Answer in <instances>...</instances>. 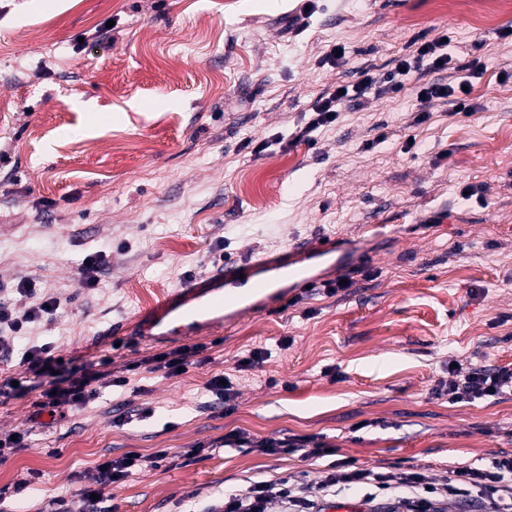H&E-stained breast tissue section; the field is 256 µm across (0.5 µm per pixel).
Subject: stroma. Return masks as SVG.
Instances as JSON below:
<instances>
[{"mask_svg": "<svg viewBox=\"0 0 512 512\" xmlns=\"http://www.w3.org/2000/svg\"><path fill=\"white\" fill-rule=\"evenodd\" d=\"M444 35L480 63L471 113L436 99L415 122L419 86L457 78L427 70L295 141L323 93L365 67L384 80ZM337 47L344 58L326 63ZM320 238L342 258L322 276L346 288L201 337L180 376L132 374L124 408L108 390L63 416L32 393L0 397V436L35 432L0 462V512L58 499L88 512L80 489L97 462L134 448L171 459L103 487L119 512H221L225 490L287 470L321 480V459L216 448L233 430L320 434L337 457L403 461L433 482L512 452V392L433 394L452 363L512 368V14L478 27L438 0H0V300L29 279L59 301L28 344L123 370L156 349L115 323L196 276ZM97 250L98 285L81 287ZM260 347L270 357L237 370ZM222 373L230 413L205 389ZM88 262H91V265H88ZM105 266L106 259L103 251H94L86 255L81 264V286L84 288H94L98 281L97 274Z\"/></svg>", "mask_w": 512, "mask_h": 512, "instance_id": "1", "label": "stroma"}]
</instances>
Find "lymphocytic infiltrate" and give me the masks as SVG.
Instances as JSON below:
<instances>
[{"mask_svg": "<svg viewBox=\"0 0 512 512\" xmlns=\"http://www.w3.org/2000/svg\"><path fill=\"white\" fill-rule=\"evenodd\" d=\"M397 82L378 84L370 69H363L356 83L343 91H329L320 96L296 137L313 141L320 129L335 123L340 113L368 95L386 94L397 89ZM31 281H19L15 293L26 299L23 311H16L11 302H0V327L9 334L0 338V345L13 348L14 339L23 335L29 325L41 322L59 306L56 298H35ZM20 364L24 369L18 379L21 393L37 392L40 404L50 411L80 410L97 399L101 390L124 389L129 377L116 374L111 358L104 357L96 364H74L58 361L52 344L19 348ZM512 386V369L506 367L469 368L462 377L449 379L438 388V395L447 396L452 403H472L499 396L505 387ZM224 444L234 448H249L269 456L297 455L305 459L328 458L326 474L320 482H311L307 472L286 473L272 481H257L245 490L224 496V512H268L271 504L278 503L282 512H323L325 503L339 493L361 488L367 490L369 502L387 503L403 512H439L440 504L451 499L473 497L488 512H512V453L495 455L481 468L468 465L450 468L441 483L431 484L415 466L394 461L383 466L367 467L353 460L333 459L334 449L323 437L297 436L284 439L257 438L244 430L225 434ZM168 457L167 449H158L151 460H144L135 450L123 457L104 459L96 467L93 482L80 490L83 500L92 504L93 512H117V504L94 498L96 486L119 485L136 474L143 463L158 467Z\"/></svg>", "mask_w": 512, "mask_h": 512, "instance_id": "1", "label": "lymphocytic infiltrate"}]
</instances>
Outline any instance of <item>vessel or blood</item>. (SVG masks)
<instances>
[{"label":"vessel or blood","mask_w":512,"mask_h":512,"mask_svg":"<svg viewBox=\"0 0 512 512\" xmlns=\"http://www.w3.org/2000/svg\"><path fill=\"white\" fill-rule=\"evenodd\" d=\"M335 251L331 240L301 244L289 255L261 256L201 276L135 314L130 323L147 345L189 341L232 328L243 316L282 305L319 283L316 263Z\"/></svg>","instance_id":"obj_1"}]
</instances>
